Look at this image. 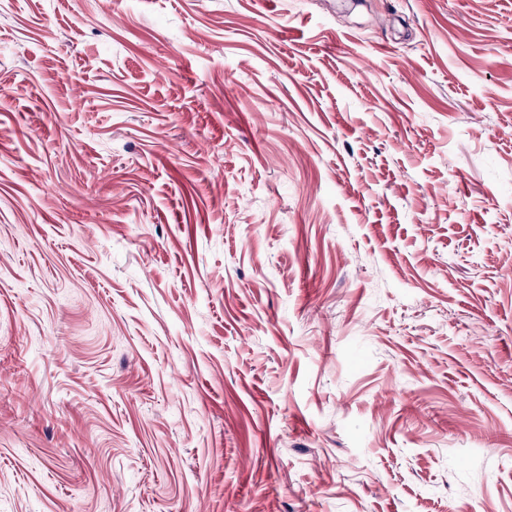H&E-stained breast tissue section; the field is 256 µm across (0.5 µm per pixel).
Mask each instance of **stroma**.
I'll use <instances>...</instances> for the list:
<instances>
[{
	"mask_svg": "<svg viewBox=\"0 0 512 512\" xmlns=\"http://www.w3.org/2000/svg\"><path fill=\"white\" fill-rule=\"evenodd\" d=\"M0 512H512V0H0Z\"/></svg>",
	"mask_w": 512,
	"mask_h": 512,
	"instance_id": "35a3bbf8",
	"label": "stroma"
}]
</instances>
